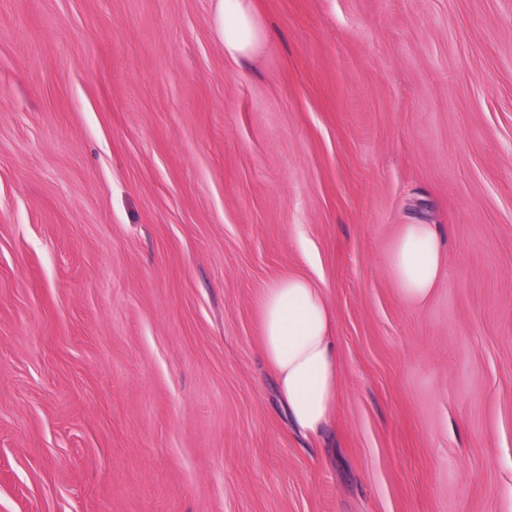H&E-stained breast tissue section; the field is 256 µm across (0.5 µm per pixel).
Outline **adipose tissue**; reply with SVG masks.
I'll return each mask as SVG.
<instances>
[{
  "mask_svg": "<svg viewBox=\"0 0 512 512\" xmlns=\"http://www.w3.org/2000/svg\"><path fill=\"white\" fill-rule=\"evenodd\" d=\"M212 22L225 56L233 59L255 56L267 39L254 0H213ZM446 265L433 225H402L388 266L405 301H426ZM259 319L262 356L289 418L304 436H322L336 417L339 385L334 316L323 288L303 276L279 279L265 288Z\"/></svg>",
  "mask_w": 512,
  "mask_h": 512,
  "instance_id": "1",
  "label": "adipose tissue"
}]
</instances>
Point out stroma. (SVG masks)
<instances>
[{
  "mask_svg": "<svg viewBox=\"0 0 512 512\" xmlns=\"http://www.w3.org/2000/svg\"><path fill=\"white\" fill-rule=\"evenodd\" d=\"M255 6L236 62L211 0H0V512H512V0ZM293 274L314 440L259 344ZM447 257L433 224H405L394 239L389 273L401 297L423 303L444 276ZM260 348L294 426L317 438L333 423L339 385L334 316L324 290L288 276L265 288Z\"/></svg>",
  "mask_w": 512,
  "mask_h": 512,
  "instance_id": "stroma-1",
  "label": "stroma"
}]
</instances>
